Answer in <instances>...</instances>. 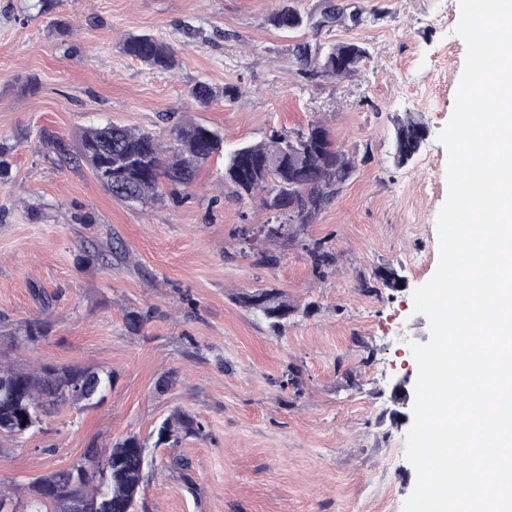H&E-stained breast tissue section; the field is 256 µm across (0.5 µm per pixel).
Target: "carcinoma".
Instances as JSON below:
<instances>
[{
  "instance_id": "carcinoma-1",
  "label": "carcinoma",
  "mask_w": 512,
  "mask_h": 512,
  "mask_svg": "<svg viewBox=\"0 0 512 512\" xmlns=\"http://www.w3.org/2000/svg\"><path fill=\"white\" fill-rule=\"evenodd\" d=\"M270 23L290 31L302 26L303 17L287 6L275 10ZM123 51L159 71L175 65L174 50L149 34H132L123 41ZM293 60L302 74L310 77L346 78L354 75L367 58V51L341 42L322 50L318 44L299 43L292 49ZM424 126L407 118L398 122L394 139L397 163L405 164L421 148ZM224 149V134L205 125L186 122L170 130L169 143H162L149 131L107 124L89 128L79 148L78 159L90 166L97 181L117 201L142 205L158 197L164 185L188 186L197 171ZM280 158V166L269 169V157ZM358 167L357 157L339 148L327 127L313 121L304 129L273 132L268 142L234 148L225 156L224 182L231 184L239 198L259 196L267 209V195L273 194L297 207L295 227L272 242L298 240L301 228L338 197ZM315 269L332 266L333 255L319 244L308 249ZM271 305L254 302L255 292L239 297L240 303L269 324L281 329L298 307L276 289L263 290ZM93 373L89 368L40 364L22 368L0 364V376L20 385L16 403L0 401V437L23 438L38 428L39 418L66 403L63 389L81 383ZM202 433V425L191 415L178 411L156 429L155 445L177 444L184 436ZM84 465L79 483L69 484L67 471L40 477L27 485L33 512H136L144 480L146 443L129 435L100 451L89 448L79 460Z\"/></svg>"
}]
</instances>
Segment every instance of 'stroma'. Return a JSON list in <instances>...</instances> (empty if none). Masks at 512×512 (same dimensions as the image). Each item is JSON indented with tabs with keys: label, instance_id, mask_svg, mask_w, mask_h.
<instances>
[{
	"label": "stroma",
	"instance_id": "35a3bbf8",
	"mask_svg": "<svg viewBox=\"0 0 512 512\" xmlns=\"http://www.w3.org/2000/svg\"><path fill=\"white\" fill-rule=\"evenodd\" d=\"M336 4L361 22L315 28ZM284 6L302 14V28L271 25ZM459 18L458 0H0V142L11 162L0 181V360L113 375L103 401L60 406L36 435L0 439V484L19 507L30 506L21 488L31 480L86 449L148 438L180 410L205 431L151 449L138 512H402L417 474L391 388L418 373L409 341L430 339L411 291L439 259L448 153L437 136L466 59ZM140 33L174 49L172 71L123 52ZM300 41H353L369 56L354 77L308 79L291 56ZM200 81L218 94L210 105L191 96ZM409 115L426 138L399 166L395 122ZM316 120L360 164L300 242H263L274 266L237 243L243 224L265 214L225 183L223 156L143 206L115 201L85 164L39 145L43 129L75 153L92 126L164 141L172 125L195 121L231 148ZM314 242L335 258L322 274L305 249ZM386 268L405 289L377 285ZM260 288L298 306L283 330L238 303ZM132 312L145 317L136 332ZM39 318L45 337L23 341ZM176 458L189 461L192 483Z\"/></svg>",
	"mask_w": 512,
	"mask_h": 512
}]
</instances>
